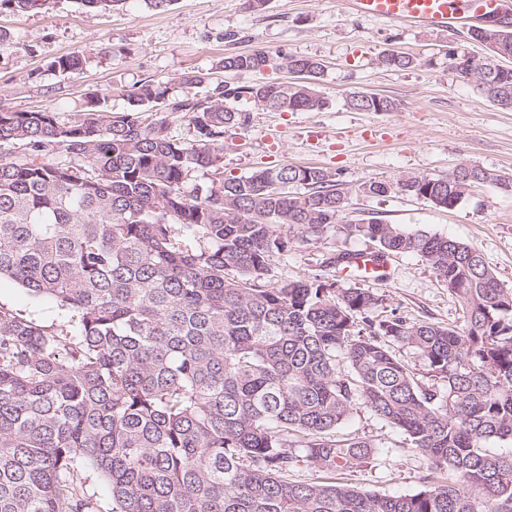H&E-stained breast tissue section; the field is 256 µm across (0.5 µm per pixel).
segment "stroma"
Wrapping results in <instances>:
<instances>
[{
    "instance_id": "obj_1",
    "label": "stroma",
    "mask_w": 512,
    "mask_h": 512,
    "mask_svg": "<svg viewBox=\"0 0 512 512\" xmlns=\"http://www.w3.org/2000/svg\"><path fill=\"white\" fill-rule=\"evenodd\" d=\"M0 29L13 45L0 49V109L51 111L69 117L87 93L108 98L110 108L126 107V92L146 80L165 82L182 71L208 74L211 82L256 84L287 81L283 69L224 73V54L264 50L314 58L324 70L315 87L327 100L310 112H270L238 102L246 124L224 133V175L246 176L265 167H320L336 173L351 190L349 216H376L414 232L427 231L459 240L482 253L505 285L512 287V192L490 183L475 185L451 209L401 193L371 197L361 184L394 181L407 175L442 178L464 166L512 175V112L490 103L474 82L448 64L449 50L483 55L484 47L458 31L418 30L398 22L360 18L337 0H267L262 10L246 0H174L164 11L145 0H125L116 10H88L76 0H49L40 11L0 13ZM84 51L82 70L52 69L57 57ZM416 59L413 67L392 70L380 63L389 51ZM389 97L394 112H359L346 99L354 92ZM368 252L364 240L346 237L342 227L317 241L293 242L276 255L272 283L318 278L340 288L383 295L381 315L448 326L463 323L460 305L447 282L414 254L391 257L383 278L328 267L337 250ZM0 305L36 321L59 322L56 305L31 297L8 279L0 280ZM343 432L381 442L386 448L371 466L342 474L343 482L380 495L419 491L423 479L443 472L401 435L356 404Z\"/></svg>"
}]
</instances>
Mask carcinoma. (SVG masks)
Listing matches in <instances>:
<instances>
[{
    "label": "carcinoma",
    "instance_id": "cac0c4a2",
    "mask_svg": "<svg viewBox=\"0 0 512 512\" xmlns=\"http://www.w3.org/2000/svg\"><path fill=\"white\" fill-rule=\"evenodd\" d=\"M42 8L0 0V11ZM504 53L450 52L453 68L512 110V30ZM82 52L51 68L81 69ZM415 59L389 51L387 68ZM285 69L303 82L228 86L203 99L175 88L209 81L181 72L145 81L113 111L88 96L67 119L0 112V278L56 304L41 324L0 306V512H98L80 470L108 483L112 512H512V288L467 244L362 218L349 232L381 264L423 258L461 306L464 325L377 319L382 296L321 280L272 284V258L318 240L350 191L319 167L224 178V130L245 121L233 102L274 112L322 109L312 58L263 50L224 56L229 73ZM348 106L393 112L355 93ZM185 125L188 136L175 134ZM482 169L442 178L371 181L450 209ZM420 358L422 384L392 346ZM363 402L399 431L444 482L379 495L335 481L367 466L381 443L338 434ZM300 466L326 476L295 481Z\"/></svg>",
    "mask_w": 512,
    "mask_h": 512
}]
</instances>
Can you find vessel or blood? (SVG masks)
<instances>
[{"instance_id": "1", "label": "vessel or blood", "mask_w": 512, "mask_h": 512, "mask_svg": "<svg viewBox=\"0 0 512 512\" xmlns=\"http://www.w3.org/2000/svg\"><path fill=\"white\" fill-rule=\"evenodd\" d=\"M363 17L441 29L468 26L486 18L512 17V0H342Z\"/></svg>"}]
</instances>
